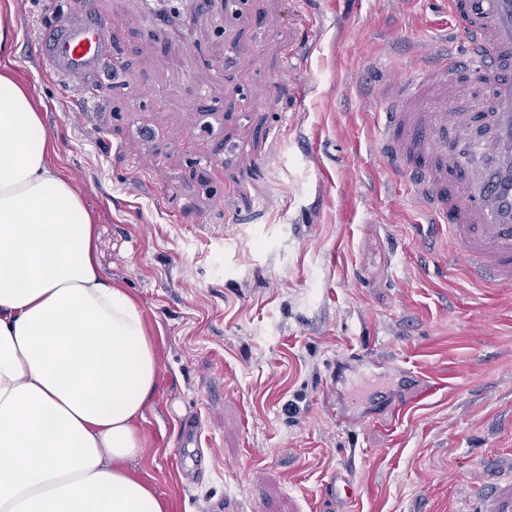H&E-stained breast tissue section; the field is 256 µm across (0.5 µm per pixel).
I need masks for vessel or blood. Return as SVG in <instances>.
Listing matches in <instances>:
<instances>
[{
  "label": "vessel or blood",
  "mask_w": 512,
  "mask_h": 512,
  "mask_svg": "<svg viewBox=\"0 0 512 512\" xmlns=\"http://www.w3.org/2000/svg\"><path fill=\"white\" fill-rule=\"evenodd\" d=\"M460 47L445 44L409 79L379 87L380 151L416 190L428 228L458 248L453 263L480 287L512 283V0H447ZM110 18L58 17L32 48L47 77L81 89L98 71ZM512 512V482L481 489Z\"/></svg>",
  "instance_id": "obj_1"
}]
</instances>
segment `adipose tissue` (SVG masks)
I'll return each mask as SVG.
<instances>
[{
  "label": "adipose tissue",
  "mask_w": 512,
  "mask_h": 512,
  "mask_svg": "<svg viewBox=\"0 0 512 512\" xmlns=\"http://www.w3.org/2000/svg\"><path fill=\"white\" fill-rule=\"evenodd\" d=\"M28 90L0 71V512H169L134 474L158 360Z\"/></svg>",
  "instance_id": "1"
}]
</instances>
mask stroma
Listing matches in <instances>:
<instances>
[{
  "label": "stroma",
  "instance_id": "stroma-1",
  "mask_svg": "<svg viewBox=\"0 0 512 512\" xmlns=\"http://www.w3.org/2000/svg\"><path fill=\"white\" fill-rule=\"evenodd\" d=\"M12 71L145 313L160 387L134 467L172 512H486L512 467V284L434 271L412 187L376 149V88L451 17L428 0H12ZM114 18L72 90L29 44L55 15ZM440 384L405 408L419 381ZM359 396L351 428L326 398ZM198 427L197 443L183 429ZM352 479L354 500L328 494Z\"/></svg>",
  "mask_w": 512,
  "mask_h": 512
}]
</instances>
